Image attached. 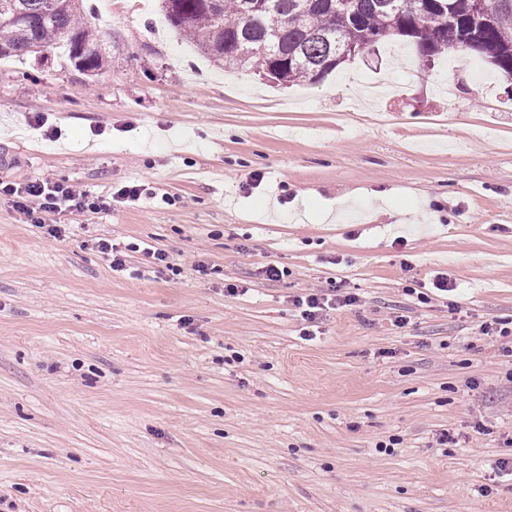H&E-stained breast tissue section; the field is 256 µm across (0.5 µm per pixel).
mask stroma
Segmentation results:
<instances>
[{"instance_id":"stroma-1","label":"stroma","mask_w":512,"mask_h":512,"mask_svg":"<svg viewBox=\"0 0 512 512\" xmlns=\"http://www.w3.org/2000/svg\"><path fill=\"white\" fill-rule=\"evenodd\" d=\"M100 7L103 72L0 60V180L105 203L55 239L0 197V512H512V337L481 333L512 322V80L387 41L277 88L159 0ZM335 288L358 303L304 340L295 296Z\"/></svg>"}]
</instances>
